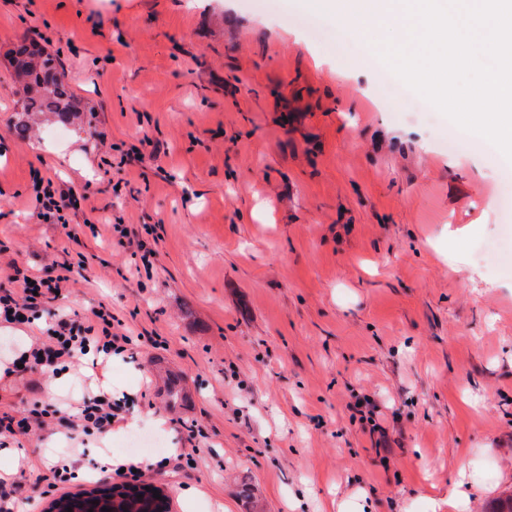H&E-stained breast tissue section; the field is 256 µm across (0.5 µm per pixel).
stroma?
<instances>
[{
	"mask_svg": "<svg viewBox=\"0 0 512 512\" xmlns=\"http://www.w3.org/2000/svg\"><path fill=\"white\" fill-rule=\"evenodd\" d=\"M398 38L358 42L310 0H0V287L81 268L26 335L103 305L143 336L58 381L14 370L0 414L122 383L132 425L110 451L172 512L189 487L212 512H432L460 459L472 512L512 495V241L486 248L512 225V161L474 134L453 144L416 99L381 102L377 48ZM23 39L59 57L81 122L17 136L7 52ZM36 171L82 196L67 225L37 219ZM159 360L187 407L168 405ZM364 395L387 447L353 409ZM49 431L92 472L70 491L105 481L82 430L29 427L0 469L38 512L57 496L38 479Z\"/></svg>",
	"mask_w": 512,
	"mask_h": 512,
	"instance_id": "35a3bbf8",
	"label": "stroma"
}]
</instances>
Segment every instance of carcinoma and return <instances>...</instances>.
Here are the masks:
<instances>
[{
  "instance_id": "1",
  "label": "carcinoma",
  "mask_w": 512,
  "mask_h": 512,
  "mask_svg": "<svg viewBox=\"0 0 512 512\" xmlns=\"http://www.w3.org/2000/svg\"><path fill=\"white\" fill-rule=\"evenodd\" d=\"M33 46L34 43L23 40L9 50L15 75L25 85L21 117L15 123L17 134L23 138L27 136L34 113H50L66 124L79 119V108L68 86L49 77L57 70V59L42 50L33 51ZM148 506L147 498L129 494L121 501V512H147Z\"/></svg>"
}]
</instances>
